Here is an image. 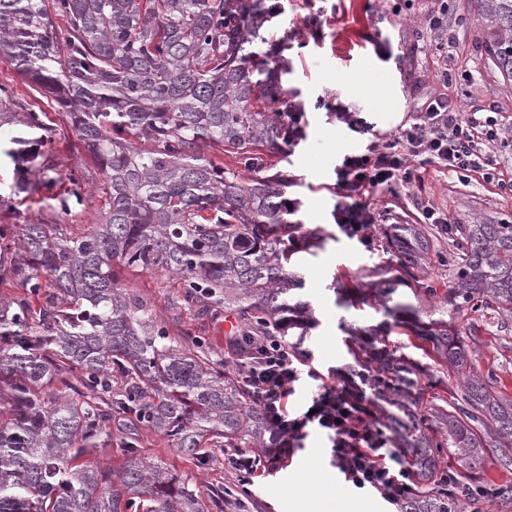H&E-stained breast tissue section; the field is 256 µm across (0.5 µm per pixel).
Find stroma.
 I'll return each mask as SVG.
<instances>
[{
	"instance_id": "1",
	"label": "stroma",
	"mask_w": 512,
	"mask_h": 512,
	"mask_svg": "<svg viewBox=\"0 0 512 512\" xmlns=\"http://www.w3.org/2000/svg\"><path fill=\"white\" fill-rule=\"evenodd\" d=\"M279 2L282 13L265 25L263 35L271 44L288 43L282 53L287 69L282 84L289 103L301 107L304 137L297 145L269 155L268 160L274 170L290 179L285 196L297 207L293 221L307 230L321 229L325 238L322 248L293 254L288 263L289 272L303 282L298 296L310 303L316 319L305 336L290 337L289 342L297 346L303 362L321 375L317 381L303 378L291 396L290 411L298 415L318 384L341 390L370 372L369 365L349 353L340 322L355 328L377 327L387 345L402 348L415 359L423 357L402 329L381 327L382 317L374 309L336 303V288L364 285L374 267L383 265L395 271L396 259L381 232L383 226L422 223L425 205L444 213L452 224L512 221V193H504L496 182L478 172L462 180L425 162L422 184L395 185L375 201L377 230L370 243H362L347 237L336 222V209L345 201L340 186L345 157L364 153L371 141L410 127L426 100L443 92L468 106L491 102L498 112L512 114V87L504 85L488 56L492 36L478 20L474 0H448V31L456 43L450 52L438 49L421 24L435 0ZM445 69L467 73L469 79L443 86L440 73ZM0 85L11 89L24 107L44 113L46 124L54 129L53 182L42 193L19 196L11 221L20 225L43 215L48 199L66 196L69 174L76 168L89 170L97 184L102 176L89 156L71 152L76 138L62 121L56 103L28 86L3 57ZM118 278L129 293L143 297L161 318H168L175 293L171 277L160 271L122 267ZM461 320L478 328L474 349L481 371H495L500 393L512 399V318L501 319L490 310H469ZM140 453L148 460H164L174 472L193 476L201 492L219 483L231 488L236 503L225 506L224 512H318V499L297 489L302 480L312 477L339 486L351 512H400L399 506L380 493L347 482L336 467L331 442L313 426L307 438L289 449L248 494L237 472L225 466L223 449H215L213 463L200 469L165 437L147 433L141 437Z\"/></svg>"
}]
</instances>
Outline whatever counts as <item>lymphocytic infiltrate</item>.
Wrapping results in <instances>:
<instances>
[{"label": "lymphocytic infiltrate", "instance_id": "lymphocytic-infiltrate-1", "mask_svg": "<svg viewBox=\"0 0 512 512\" xmlns=\"http://www.w3.org/2000/svg\"><path fill=\"white\" fill-rule=\"evenodd\" d=\"M506 126L512 127L511 115L484 116L444 95L429 98L420 123L402 130L399 136L371 143L366 153L346 159L343 182L349 195L359 197L360 202L338 208L339 226L348 236L370 240L372 216L367 200L390 191L394 184L419 182L421 173L413 158L424 157L444 172L491 174L496 161L482 146L498 141ZM246 345L251 352L247 360L239 362L238 374L256 405L275 425L281 444L302 441L308 424H316L331 440L336 466L347 481L359 489H375L390 502L400 501L410 486V472L395 468L396 453L359 407L343 393L326 387L312 395L311 412L291 416L288 398L295 392L301 371L287 341L280 336L247 340L231 334L224 338V350L231 355Z\"/></svg>", "mask_w": 512, "mask_h": 512}]
</instances>
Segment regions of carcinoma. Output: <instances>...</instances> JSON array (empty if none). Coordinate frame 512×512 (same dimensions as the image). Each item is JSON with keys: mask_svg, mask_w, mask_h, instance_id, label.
I'll return each mask as SVG.
<instances>
[{"mask_svg": "<svg viewBox=\"0 0 512 512\" xmlns=\"http://www.w3.org/2000/svg\"><path fill=\"white\" fill-rule=\"evenodd\" d=\"M493 31L495 68L512 80V0H476ZM66 21L52 29L50 13ZM281 13L266 0H0V57L53 97L103 176L106 209L88 232L68 236L42 218L16 231L0 224V512H224V487L200 494L190 478L144 459L139 435L167 438L205 464L215 448H267L275 427L259 413L237 371L185 330L222 307L254 336L302 329L306 302L288 257L316 245L287 220L282 174H264L266 152L302 136L288 122L287 90L260 30ZM43 131L26 142L14 196L49 186L54 137L40 112L9 113ZM144 139L150 148L133 143ZM231 153L249 176L224 168ZM83 169L69 197L84 206ZM448 287L414 289L417 305L392 302L398 284L419 282L432 245L415 224H395L389 244L399 274L358 289L415 339L412 346L459 378L379 348L357 330L355 358L373 365L350 399L392 433L412 489L401 512H482L490 498L512 504V486L489 485V466L512 471V400L474 364L462 328L438 313L494 309L512 314V224H454ZM162 271L179 288L170 320L118 282L116 266ZM428 377L427 386L421 377ZM121 437L115 469L86 461ZM454 466H448V458Z\"/></svg>", "mask_w": 512, "mask_h": 512, "instance_id": "1", "label": "carcinoma"}]
</instances>
